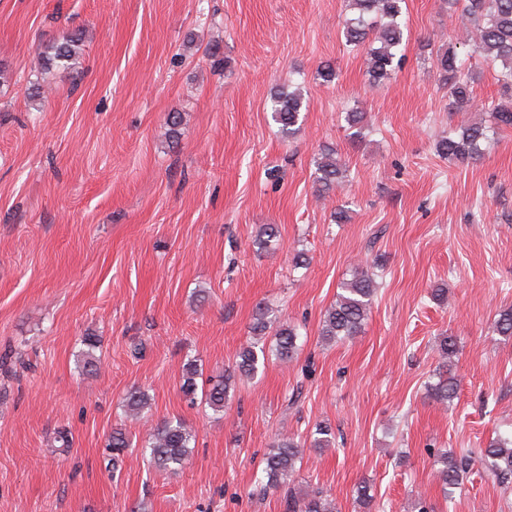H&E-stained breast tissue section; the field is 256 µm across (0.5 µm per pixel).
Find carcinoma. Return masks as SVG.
Masks as SVG:
<instances>
[{"label":"carcinoma","instance_id":"carcinoma-1","mask_svg":"<svg viewBox=\"0 0 512 512\" xmlns=\"http://www.w3.org/2000/svg\"><path fill=\"white\" fill-rule=\"evenodd\" d=\"M403 4L405 0H349L350 13L343 20L342 34L346 45L365 53L369 81L373 86L389 79L402 64L398 51L404 39L400 21ZM448 7L458 13L466 31L463 44L472 47L495 67L497 82L512 90V0H448ZM80 46L81 37L77 33L51 42L40 56L41 66L47 70L54 66L70 67L79 57ZM437 66L453 104L458 108L467 106L473 89L458 53L450 48L437 55ZM306 107L307 102L298 88L281 86L271 94L272 119L285 135L296 133L300 114ZM508 128H512V98L493 106L491 123H473L441 138L436 145L437 152L462 165H469L483 156L498 131ZM345 178V165L333 153L327 152L317 161L315 181L318 192L332 191L341 186ZM375 288V279L369 270L355 269L352 278L341 284L342 293L323 314L322 339L329 343L358 335L370 311ZM271 331L274 332L275 358L283 363L292 362L300 350L297 327L278 321L270 315L269 309L263 307L255 313L251 326L252 340L240 348L234 366L224 371V375L204 381L193 361L183 364L180 385L183 395L193 400L200 394L212 410H224V402L236 383L252 379L258 373L259 354L265 353L259 342ZM83 345V368L92 371L98 363L96 349L99 340L87 335L83 338ZM436 350L441 363L438 380L430 385V396L436 402L446 404L456 397L458 389L450 365L457 353L454 339L450 336L440 338ZM123 407L126 417L140 419L150 407V397L139 389H133L126 394ZM331 440L329 425L315 426L314 447L326 448ZM192 441V432L181 419L173 417L152 428L144 440V448L156 470L172 473L188 462ZM130 446L131 439L126 429L112 430L108 441V465L112 472L121 471L124 453ZM477 460L502 484H512V433L491 440L477 458L470 454H442L438 460L440 467L436 469L439 483L445 489L457 487ZM300 463V443L295 436L277 435L265 459L264 489H277L294 480L300 471ZM286 512H335V506L323 491L313 490L300 496L290 494Z\"/></svg>","mask_w":512,"mask_h":512}]
</instances>
